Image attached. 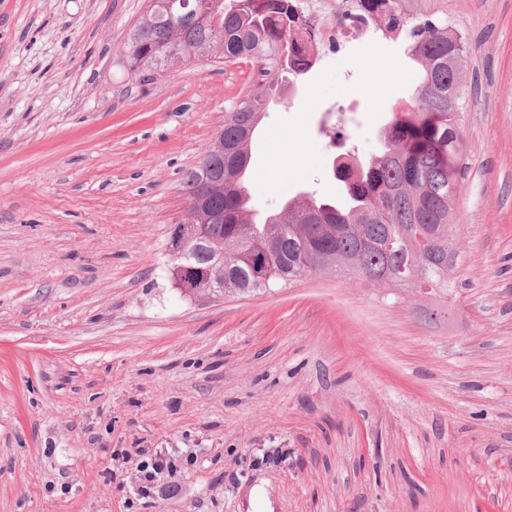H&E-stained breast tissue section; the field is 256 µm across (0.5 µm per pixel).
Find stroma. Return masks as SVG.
I'll return each mask as SVG.
<instances>
[{
  "label": "stroma",
  "instance_id": "35a3bbf8",
  "mask_svg": "<svg viewBox=\"0 0 512 512\" xmlns=\"http://www.w3.org/2000/svg\"><path fill=\"white\" fill-rule=\"evenodd\" d=\"M145 7L0 0V512H512V0H448L470 51L446 314L330 274L175 287L184 174L253 69L131 81ZM414 88L383 37L314 68L254 135L250 208L339 195L335 156L375 154ZM160 448L176 489L133 500L115 451Z\"/></svg>",
  "mask_w": 512,
  "mask_h": 512
}]
</instances>
